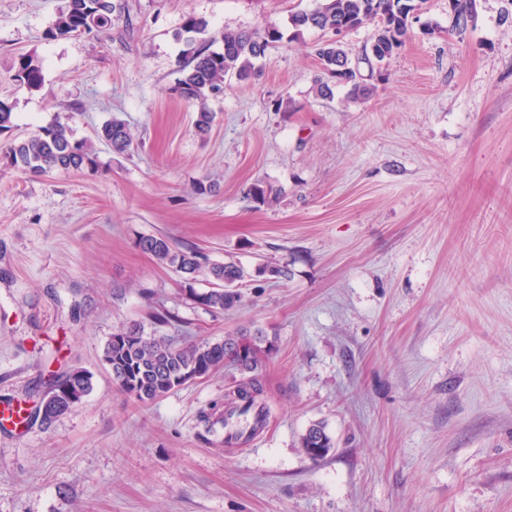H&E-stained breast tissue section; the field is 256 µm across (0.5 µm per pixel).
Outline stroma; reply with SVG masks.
Wrapping results in <instances>:
<instances>
[{"label": "stroma", "mask_w": 512, "mask_h": 512, "mask_svg": "<svg viewBox=\"0 0 512 512\" xmlns=\"http://www.w3.org/2000/svg\"><path fill=\"white\" fill-rule=\"evenodd\" d=\"M129 22L52 39L65 0H0V412L33 409L52 372L92 373L52 424L0 420V512H512V0H477L465 37L425 0L405 46L362 62L367 96H317L325 32L270 45L259 75L195 108L176 90L186 17L287 28L313 0H126ZM44 84L12 81L19 55ZM73 113L79 138L111 118L138 142L34 178L11 144ZM267 191L253 197L255 186ZM164 235L211 261L287 267L233 309L197 305L141 251ZM191 341L260 329L270 417L248 445L203 441L201 410L240 380L218 369L151 403L125 394L106 342L152 315ZM323 421L335 447L310 462ZM300 447L304 455L312 462L318 463L325 459L334 442L322 421L312 422L300 437Z\"/></svg>", "instance_id": "35a3bbf8"}]
</instances>
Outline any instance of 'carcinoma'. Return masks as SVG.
I'll list each match as a JSON object with an SVG mask.
<instances>
[{
    "label": "carcinoma",
    "mask_w": 512,
    "mask_h": 512,
    "mask_svg": "<svg viewBox=\"0 0 512 512\" xmlns=\"http://www.w3.org/2000/svg\"><path fill=\"white\" fill-rule=\"evenodd\" d=\"M426 0H315V7L291 14V37L298 38L308 29L336 33L346 26L353 31L365 24L374 26L369 46L363 50L364 60L382 62L399 52L409 38L410 17L421 10ZM128 6L122 0H67L49 30L51 38L96 37L109 29L113 22L125 19ZM476 0H448L451 31L461 36L476 19ZM208 22L194 15L186 18L182 33L184 49L178 60L177 89L188 102L197 106L195 127L205 135L214 120L208 106L210 97L218 94L228 76L245 80L254 75L253 60L264 54L271 42H279L284 33L275 25L261 32L224 29L222 48L211 51L197 36L206 32ZM315 56L327 77L338 84L351 86L354 94L362 91L357 69L343 45L327 40L317 45ZM13 80L29 88L44 83L43 68L32 55L19 58ZM68 114L56 119L39 132L13 144L9 161L33 175L51 171L77 172L96 165L93 144L74 137ZM97 139L112 151L124 153L134 143L133 136L122 120L112 118L97 131ZM141 250L156 261L178 273L183 279L189 297L212 312H223L242 300L240 288L250 273L234 260L209 262L202 252L192 246H178L163 235L143 236ZM206 283L208 288L198 290L195 285ZM273 349V342L260 330L243 329L216 341L176 344L165 336L146 334L144 327L131 323L112 334L104 348L106 365L119 372L116 381L126 394L140 402H153L181 387V378L187 373L200 377L226 367L245 376V381L224 396V402L213 403L201 412L204 433L210 434L216 419H224L230 406L246 414L258 409L261 424H266L268 407L261 380L262 356ZM92 391L91 375L73 368L48 384L40 400L35 417L48 425L71 409ZM304 455L313 463L325 459L334 442L322 421L311 423L300 437Z\"/></svg>",
    "instance_id": "cac0c4a2"
}]
</instances>
